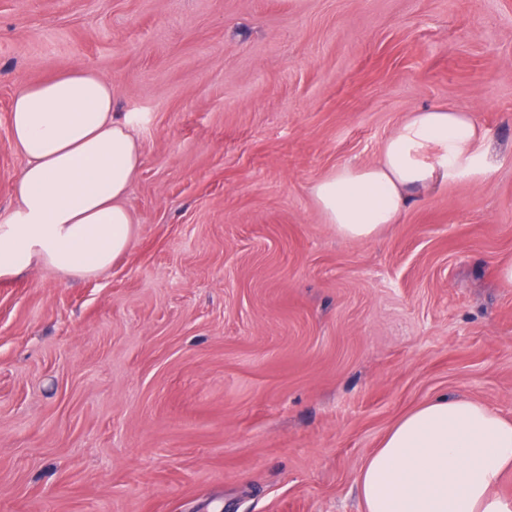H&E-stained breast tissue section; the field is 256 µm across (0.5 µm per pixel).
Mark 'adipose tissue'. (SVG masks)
Segmentation results:
<instances>
[{
  "instance_id": "adipose-tissue-1",
  "label": "adipose tissue",
  "mask_w": 512,
  "mask_h": 512,
  "mask_svg": "<svg viewBox=\"0 0 512 512\" xmlns=\"http://www.w3.org/2000/svg\"><path fill=\"white\" fill-rule=\"evenodd\" d=\"M11 137L26 164L14 208L0 222V279L34 265L88 277L130 246L127 204L141 153L129 121L112 111V83L76 69L22 85L11 101ZM483 133L471 113H411L375 163L318 180L326 223L368 239L399 223L409 199L481 170ZM512 471V421L463 396L432 397L403 415L362 465L363 512H512L499 495Z\"/></svg>"
}]
</instances>
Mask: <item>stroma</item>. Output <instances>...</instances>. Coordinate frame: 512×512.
<instances>
[{
	"instance_id": "35a3bbf8",
	"label": "stroma",
	"mask_w": 512,
	"mask_h": 512,
	"mask_svg": "<svg viewBox=\"0 0 512 512\" xmlns=\"http://www.w3.org/2000/svg\"><path fill=\"white\" fill-rule=\"evenodd\" d=\"M73 69L139 142L135 235L0 280V512H362L424 401L512 420V0H0V219L11 98ZM436 106L483 173L338 236L313 185Z\"/></svg>"
}]
</instances>
